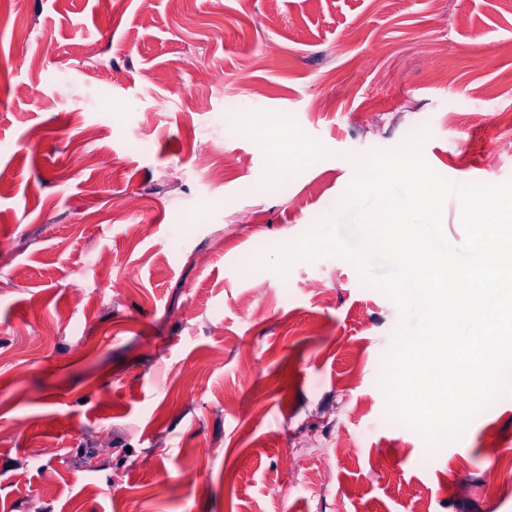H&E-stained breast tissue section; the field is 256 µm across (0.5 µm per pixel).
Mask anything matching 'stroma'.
I'll return each mask as SVG.
<instances>
[{"label": "stroma", "instance_id": "35a3bbf8", "mask_svg": "<svg viewBox=\"0 0 512 512\" xmlns=\"http://www.w3.org/2000/svg\"><path fill=\"white\" fill-rule=\"evenodd\" d=\"M421 133L455 184L512 178V0H0V512H512V386L428 451L386 413L388 296L243 271ZM340 443L325 489L283 467Z\"/></svg>", "mask_w": 512, "mask_h": 512}]
</instances>
